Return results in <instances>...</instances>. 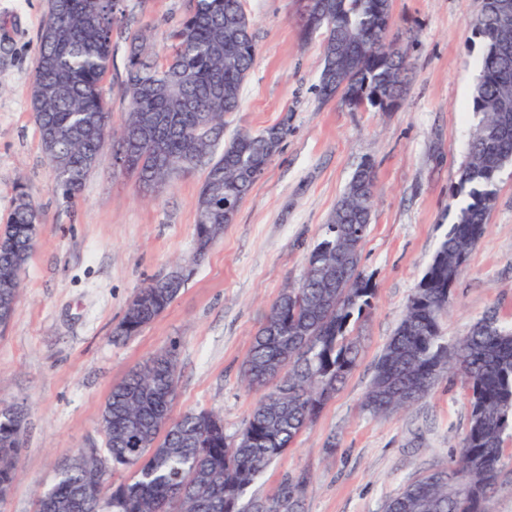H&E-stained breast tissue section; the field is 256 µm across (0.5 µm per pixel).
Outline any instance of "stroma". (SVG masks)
<instances>
[{"mask_svg": "<svg viewBox=\"0 0 512 512\" xmlns=\"http://www.w3.org/2000/svg\"><path fill=\"white\" fill-rule=\"evenodd\" d=\"M484 0H391L392 31L407 53L405 93L386 110L321 101V36L303 39L298 0H243L257 56L225 136L282 124L288 135L223 237L176 299L138 335L112 332L129 301L194 252L204 168L143 195L104 150L81 192L63 197L30 107L47 0H0V224L26 189L42 224L22 273L14 317L0 333V401L28 409L22 476L0 512H34L37 489L59 460L103 448L100 418L112 387L169 346L178 354L171 415L212 410L235 436L259 399L241 371L251 339L281 290L301 278L346 184L362 161L376 175V200L361 268L375 288L354 324L359 360L322 413L247 490L272 495L284 477L309 474L302 512H383L410 481L447 467L468 426L461 379L443 378L409 409L374 415L362 403L375 365L409 297L451 224V188L478 118L470 113L481 44L472 23ZM124 24L165 31L188 0H123ZM102 82L113 128L125 119L127 46L113 36ZM494 311L512 324V165L497 179L488 229L452 289L441 321L447 339Z\"/></svg>", "mask_w": 512, "mask_h": 512, "instance_id": "stroma-1", "label": "stroma"}]
</instances>
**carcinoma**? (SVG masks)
<instances>
[{
	"mask_svg": "<svg viewBox=\"0 0 512 512\" xmlns=\"http://www.w3.org/2000/svg\"><path fill=\"white\" fill-rule=\"evenodd\" d=\"M121 0H48L30 101L41 146L55 172L56 192L76 195L108 141L126 144L120 173L142 189L164 187L179 173L206 168L197 200L195 248L202 260L224 234L257 178L279 151L288 128L224 139V116L238 110L257 48L242 0H190L182 21L165 33L159 62L144 31L126 34V119L114 131L100 83L112 64V30L123 22ZM484 0L473 32L482 44L471 112L480 116L451 197L463 198L457 220L427 266L378 359L363 408L374 415L405 410L442 378L460 377L470 412L459 457L389 498L384 512H485L497 484L507 431L512 430V325L488 315L450 342L440 322L451 290L480 239L501 169L512 162V24H498L501 5ZM390 0H311L302 36L323 34L319 98L351 108L387 109L401 99L406 54L392 50ZM373 165L362 162L307 256L298 285L271 304L242 365V379L263 396L239 434L207 410L170 417L176 391L175 349L161 351L115 386L104 406L103 451L73 457L71 467L37 496L44 512H300L308 483L286 476L277 492L241 499L269 463L319 416L355 368L354 317L375 291L360 269L374 200ZM41 211L24 189L0 226V329L19 299L20 275L35 248ZM185 279L158 278L141 288L113 330L139 334L177 297ZM25 423L0 402V501L20 476ZM131 476L108 483L117 471ZM468 492L461 495L455 477Z\"/></svg>",
	"mask_w": 512,
	"mask_h": 512,
	"instance_id": "cac0c4a2",
	"label": "carcinoma"
}]
</instances>
